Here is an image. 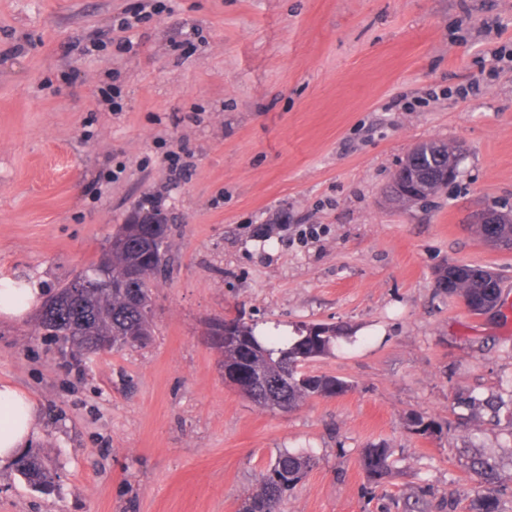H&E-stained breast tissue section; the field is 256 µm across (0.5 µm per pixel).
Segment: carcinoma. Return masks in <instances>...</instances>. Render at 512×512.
<instances>
[{"label": "carcinoma", "mask_w": 512, "mask_h": 512, "mask_svg": "<svg viewBox=\"0 0 512 512\" xmlns=\"http://www.w3.org/2000/svg\"><path fill=\"white\" fill-rule=\"evenodd\" d=\"M456 146L447 143H424L408 162L421 165L434 180L443 177L448 167V152ZM143 223L124 224L116 236L124 239L119 250L106 249L97 266L112 274V288L107 291L88 289L78 297L66 298L61 287L48 310V319L55 324L53 338L73 355L90 351V344L101 336H112V350L126 346H142L153 333V316L144 303L151 297L150 282L163 272V266L151 256L166 253V236L151 231V221L166 225L158 214L142 213ZM458 276L451 294L469 302V312L480 314L481 306L495 298L502 284L500 276L488 269L469 264L456 266ZM238 328L231 336L210 339L224 359V377L256 405L269 411L299 405L318 397L343 392L346 382L328 374L305 373L295 365L299 357L314 361L330 353L336 341V330L326 328L310 333L307 327L296 330V336L260 338L255 327L242 318L235 319ZM360 464L368 478L379 484L392 472L391 450L385 445L364 449ZM314 459L302 453L279 451L261 473L256 489L246 496L238 512H281L288 492L308 476ZM470 469L485 483H496L499 462L481 453L470 457ZM17 471L32 485L45 486L49 472L39 456L25 455L16 462ZM469 512H502L499 490L489 488L470 501Z\"/></svg>", "instance_id": "1"}]
</instances>
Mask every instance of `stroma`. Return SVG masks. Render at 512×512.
<instances>
[{
	"mask_svg": "<svg viewBox=\"0 0 512 512\" xmlns=\"http://www.w3.org/2000/svg\"><path fill=\"white\" fill-rule=\"evenodd\" d=\"M142 2L0 0V278L55 294L153 199L170 228L147 345L76 360L37 311L0 320L52 476L1 464L0 512H237L282 449L316 461L283 512H467L477 450L512 512V410L463 404L512 392V250L470 228L512 209V0ZM429 141L462 146L456 180L390 204ZM451 262L498 273L504 315L439 287ZM240 311L336 328L307 369L347 391L285 413L238 392L206 331ZM391 456L390 448L385 445H374L364 449L360 464L372 482L379 484L391 474L393 468ZM469 467L473 472L478 474L485 483L492 485L497 482L499 462L495 458L475 452L474 455L470 457Z\"/></svg>",
	"mask_w": 512,
	"mask_h": 512,
	"instance_id": "1",
	"label": "stroma"
}]
</instances>
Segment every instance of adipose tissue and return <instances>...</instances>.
Masks as SVG:
<instances>
[{"instance_id": "adipose-tissue-1", "label": "adipose tissue", "mask_w": 512, "mask_h": 512, "mask_svg": "<svg viewBox=\"0 0 512 512\" xmlns=\"http://www.w3.org/2000/svg\"><path fill=\"white\" fill-rule=\"evenodd\" d=\"M34 283L0 281V315L23 317L41 295ZM36 403L24 391L9 383H0V464L15 459L36 428Z\"/></svg>"}]
</instances>
